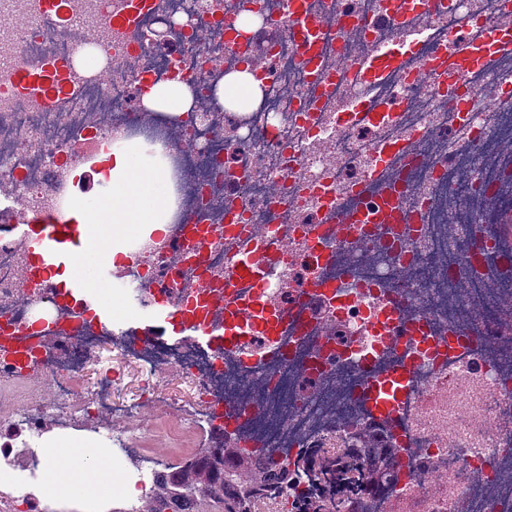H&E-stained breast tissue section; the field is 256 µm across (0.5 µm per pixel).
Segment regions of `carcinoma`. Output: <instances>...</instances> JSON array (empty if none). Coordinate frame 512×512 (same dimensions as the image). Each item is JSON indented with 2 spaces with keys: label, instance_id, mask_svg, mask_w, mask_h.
Instances as JSON below:
<instances>
[{
  "label": "carcinoma",
  "instance_id": "cac0c4a2",
  "mask_svg": "<svg viewBox=\"0 0 512 512\" xmlns=\"http://www.w3.org/2000/svg\"><path fill=\"white\" fill-rule=\"evenodd\" d=\"M392 469L386 448L366 463L356 448H307L291 468H283L261 451L213 446L186 458L159 477L147 512H253L258 500L288 497L303 481L307 494L294 501L298 512H336V501L382 489V472Z\"/></svg>",
  "mask_w": 512,
  "mask_h": 512
}]
</instances>
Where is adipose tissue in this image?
Wrapping results in <instances>:
<instances>
[{
	"mask_svg": "<svg viewBox=\"0 0 512 512\" xmlns=\"http://www.w3.org/2000/svg\"><path fill=\"white\" fill-rule=\"evenodd\" d=\"M143 104L150 109L182 112L189 108L191 95L184 83L160 82L149 87ZM112 183V197L99 205L83 204L73 209L71 216L77 223L133 224L140 235H149L166 223L171 196L166 179L161 173L147 172L133 177L135 157L130 153L102 155ZM46 480L42 494L51 499L67 497L79 491H94L101 487L102 478L112 468L101 456L90 454L87 448L75 442L62 440L44 449ZM90 457L83 472H76L73 461Z\"/></svg>",
	"mask_w": 512,
	"mask_h": 512,
	"instance_id": "obj_1",
	"label": "adipose tissue"
}]
</instances>
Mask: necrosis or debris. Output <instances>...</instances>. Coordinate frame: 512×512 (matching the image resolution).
I'll return each instance as SVG.
<instances>
[{
  "instance_id": "obj_1",
  "label": "necrosis or debris",
  "mask_w": 512,
  "mask_h": 512,
  "mask_svg": "<svg viewBox=\"0 0 512 512\" xmlns=\"http://www.w3.org/2000/svg\"><path fill=\"white\" fill-rule=\"evenodd\" d=\"M110 0H69L60 19L33 0H0V200L14 223L69 204L73 184L56 160L66 147L78 164L96 150L139 152L167 178L173 197L167 236L136 239L121 261L138 308L156 294L174 301L224 283L229 254L253 230L258 247L283 257L263 296L265 311L301 306L315 281L349 300L345 315L271 336L243 323L239 349L216 353L165 339L148 341L94 319L76 320L55 289L28 281L25 237L0 234V474L37 501L52 436L90 432L112 450L120 482L149 496L169 463L143 446L145 408L163 402L182 413L199 408L206 430L230 431L238 447L268 448L292 466L300 448H345L373 420L359 390L357 356L375 351L374 370L415 366L402 407L403 454L395 480L368 512H512V264L494 233L499 210L512 211V51L462 71L458 87L423 74L427 59L464 42L481 47L486 22L507 0H443L437 13L403 0H305L308 15L335 16L307 66L295 40L270 43L262 64L249 63L250 32L287 19L290 0H155L136 13L131 32L106 22ZM390 13L385 30L368 19ZM346 35L337 38V26ZM427 38L397 69L368 81L361 61L380 46ZM71 61L77 85L50 101L9 78L19 63L39 68ZM247 67L259 95L241 108L210 93ZM187 73L190 108L143 109L144 78ZM497 94L487 97L486 87ZM373 96L368 116L344 115ZM397 191L408 226L376 223L373 205ZM360 210L367 225L352 247L329 235L337 210ZM483 225L484 240L471 234ZM398 291L428 337L454 336V352L417 358L408 341L381 345L374 311ZM178 370L180 388L169 386ZM245 415L229 420L227 401ZM498 427L492 437L480 419ZM444 491H429L432 475Z\"/></svg>"
}]
</instances>
